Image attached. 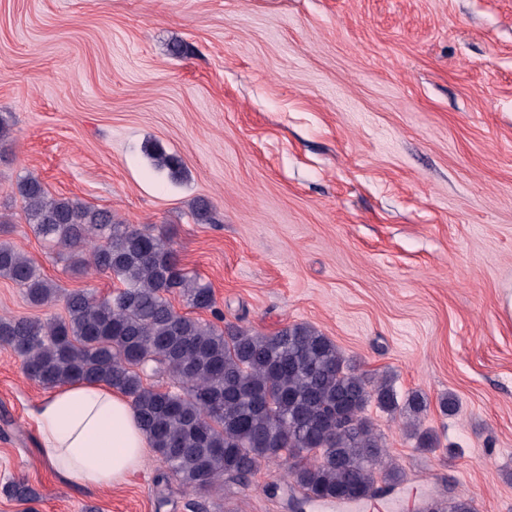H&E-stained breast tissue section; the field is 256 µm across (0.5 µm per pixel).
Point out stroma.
I'll return each instance as SVG.
<instances>
[{
	"label": "stroma",
	"instance_id": "obj_1",
	"mask_svg": "<svg viewBox=\"0 0 512 512\" xmlns=\"http://www.w3.org/2000/svg\"><path fill=\"white\" fill-rule=\"evenodd\" d=\"M0 116V242L61 287L118 285L34 234L29 173L156 225L225 322L311 324L399 398L427 397L432 452L365 410L406 474L401 512L447 489L512 512V0H0ZM198 199L215 223L194 221ZM43 394L0 347V512H190L152 452L109 491L60 478L31 419ZM285 478L262 463L224 505L289 512L264 491Z\"/></svg>",
	"mask_w": 512,
	"mask_h": 512
}]
</instances>
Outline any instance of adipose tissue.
<instances>
[{"label":"adipose tissue","mask_w":512,"mask_h":512,"mask_svg":"<svg viewBox=\"0 0 512 512\" xmlns=\"http://www.w3.org/2000/svg\"><path fill=\"white\" fill-rule=\"evenodd\" d=\"M33 419L42 458L64 480L90 489L126 483L150 446L129 399L103 383L48 390Z\"/></svg>","instance_id":"obj_1"}]
</instances>
